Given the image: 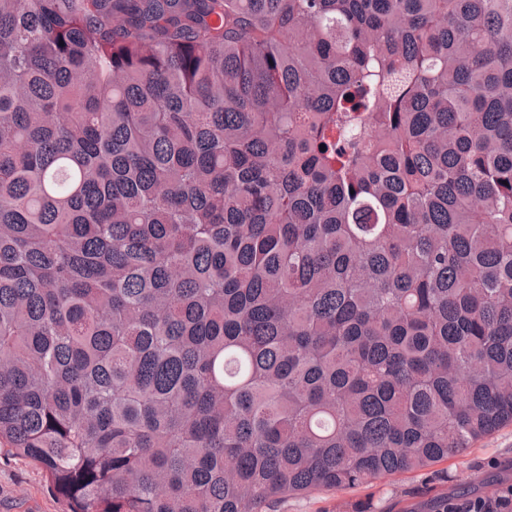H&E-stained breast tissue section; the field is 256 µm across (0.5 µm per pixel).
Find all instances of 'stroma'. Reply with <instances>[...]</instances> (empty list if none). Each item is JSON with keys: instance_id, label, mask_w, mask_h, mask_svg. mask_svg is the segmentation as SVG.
<instances>
[{"instance_id": "obj_1", "label": "stroma", "mask_w": 512, "mask_h": 512, "mask_svg": "<svg viewBox=\"0 0 512 512\" xmlns=\"http://www.w3.org/2000/svg\"><path fill=\"white\" fill-rule=\"evenodd\" d=\"M512 484V422L448 462L373 488H321L272 500L266 512H422L438 490L488 496ZM0 512H67L45 470L0 452Z\"/></svg>"}]
</instances>
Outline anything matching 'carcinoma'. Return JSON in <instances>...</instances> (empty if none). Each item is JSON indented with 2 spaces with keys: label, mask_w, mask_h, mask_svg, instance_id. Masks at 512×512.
<instances>
[{
  "label": "carcinoma",
  "mask_w": 512,
  "mask_h": 512,
  "mask_svg": "<svg viewBox=\"0 0 512 512\" xmlns=\"http://www.w3.org/2000/svg\"><path fill=\"white\" fill-rule=\"evenodd\" d=\"M507 422L512 0H0V448L68 512Z\"/></svg>",
  "instance_id": "1"
}]
</instances>
